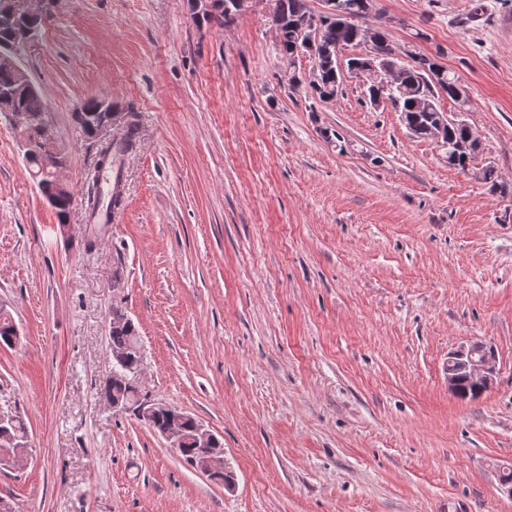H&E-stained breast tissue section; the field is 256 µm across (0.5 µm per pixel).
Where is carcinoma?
I'll use <instances>...</instances> for the list:
<instances>
[{
	"label": "carcinoma",
	"instance_id": "obj_1",
	"mask_svg": "<svg viewBox=\"0 0 512 512\" xmlns=\"http://www.w3.org/2000/svg\"><path fill=\"white\" fill-rule=\"evenodd\" d=\"M221 6L217 7L219 14L208 15L205 6H199L202 12V20L210 18L222 23L232 20L235 15L233 3L230 0H219ZM366 0H341L344 9L354 20L340 24L334 20L321 19L317 26V42L315 48L308 52L312 60V68L317 70L319 81L310 85L313 95L322 102H331L336 99L341 85V77L336 69L337 54L348 47L360 44L359 29L361 25L358 19L365 18ZM276 26L279 54L282 59L293 62L301 52L305 39V24L312 18V11L307 5V0H276ZM15 23H0V55L19 57L26 47L15 44ZM376 48L381 55L380 63L383 68L398 71L399 83L385 88L380 85H369L363 91V102L367 105L378 96L387 100L391 108L401 113L405 124L414 126V136L421 139H429L433 134L436 123L443 115L439 107V98L448 96L455 105L458 102L459 77L445 67H440L436 73L433 67L437 62L425 55H414L404 50L397 52L396 47L388 40L385 32L376 29ZM0 88L13 90L11 99L0 102V114L10 115L12 112H25L35 119L44 115V103L37 91H29L16 80L15 71L11 68L0 66ZM77 134L80 140L88 145L96 147L97 151H110L112 156H121L133 148L139 139V128L136 122H127L128 133L125 139L117 144L101 142L94 137L93 129L86 126L81 119L73 118ZM437 146L443 150L448 166L460 170L462 173H471L476 178L490 185L493 191L501 193L506 191V186L498 180V175L493 166H475L481 146L471 140L469 128L464 121H456L448 118L444 135ZM124 205L122 190L116 188L110 194L108 200L101 198L100 191H95L87 196L84 201L88 220L99 215L102 211L112 212ZM15 323L11 315L0 309V342L9 344ZM111 351L123 354L129 358L130 363H135L137 355L134 349L140 341L138 329L134 322L124 318V313L113 311L112 327L109 331ZM101 394L108 396H121L128 400H136L140 391L129 387L121 378H107L101 387Z\"/></svg>",
	"mask_w": 512,
	"mask_h": 512
}]
</instances>
